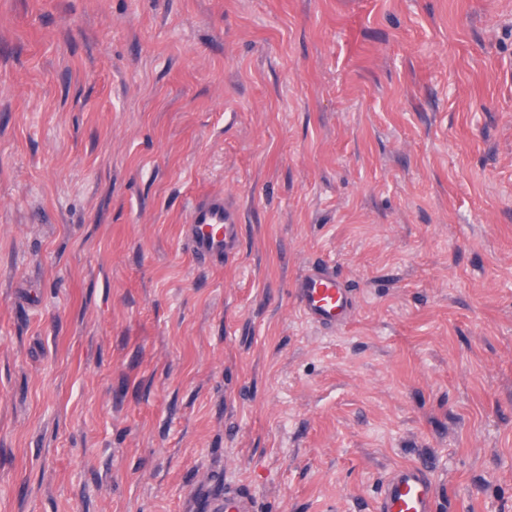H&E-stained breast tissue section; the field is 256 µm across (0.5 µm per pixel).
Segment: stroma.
<instances>
[{"mask_svg": "<svg viewBox=\"0 0 512 512\" xmlns=\"http://www.w3.org/2000/svg\"><path fill=\"white\" fill-rule=\"evenodd\" d=\"M407 463L512 512V0H0V512H373ZM239 214L224 194L196 198L189 206L185 238L198 261L222 263L238 244ZM294 291L303 317L314 325L336 328L353 313L351 289L323 265L309 266ZM206 508V512H256L252 495L232 486H224V492L209 499Z\"/></svg>", "mask_w": 512, "mask_h": 512, "instance_id": "35a3bbf8", "label": "stroma"}]
</instances>
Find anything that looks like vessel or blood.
<instances>
[{
	"mask_svg": "<svg viewBox=\"0 0 512 512\" xmlns=\"http://www.w3.org/2000/svg\"><path fill=\"white\" fill-rule=\"evenodd\" d=\"M239 214L223 195L196 198L189 206L185 238L198 261L220 263L238 244ZM300 311L310 323L333 328L353 312L351 290L335 272L309 266L294 288ZM208 512H256L255 500L228 486L206 503ZM375 512H436V487L424 467L407 464L394 470L377 491Z\"/></svg>",
	"mask_w": 512,
	"mask_h": 512,
	"instance_id": "1",
	"label": "vessel or blood"
}]
</instances>
